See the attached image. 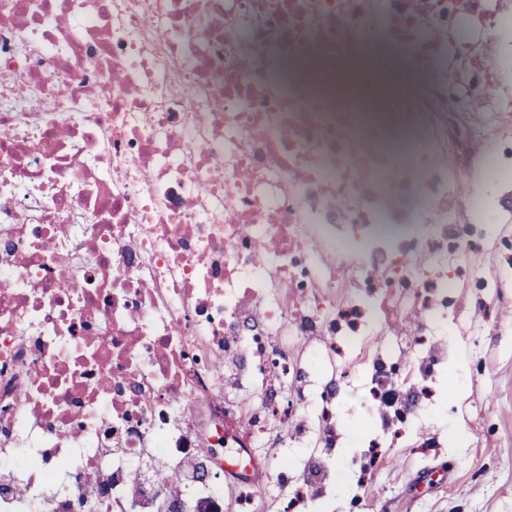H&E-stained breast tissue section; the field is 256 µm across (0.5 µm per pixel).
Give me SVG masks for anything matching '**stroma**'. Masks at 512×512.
Listing matches in <instances>:
<instances>
[{
    "label": "stroma",
    "mask_w": 512,
    "mask_h": 512,
    "mask_svg": "<svg viewBox=\"0 0 512 512\" xmlns=\"http://www.w3.org/2000/svg\"><path fill=\"white\" fill-rule=\"evenodd\" d=\"M407 332L396 323L366 339L370 354L425 366L437 390L434 399L416 401L402 436L379 426L365 398L369 368L353 358L340 386L335 447L282 448L265 439L257 459H287L298 474L320 470L303 512H512V332L487 325L471 336L452 320L423 350ZM476 364L483 373L473 382ZM372 439L383 460L367 473Z\"/></svg>",
    "instance_id": "stroma-1"
}]
</instances>
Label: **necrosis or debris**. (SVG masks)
I'll return each instance as SVG.
<instances>
[{"label":"necrosis or debris","mask_w":512,"mask_h":512,"mask_svg":"<svg viewBox=\"0 0 512 512\" xmlns=\"http://www.w3.org/2000/svg\"><path fill=\"white\" fill-rule=\"evenodd\" d=\"M384 50L401 143L303 77ZM511 220L512 0H0V512H224L184 459L332 446L304 339L490 311Z\"/></svg>","instance_id":"obj_1"}]
</instances>
